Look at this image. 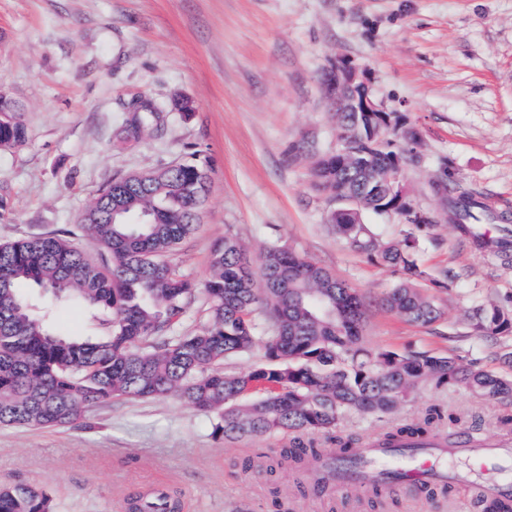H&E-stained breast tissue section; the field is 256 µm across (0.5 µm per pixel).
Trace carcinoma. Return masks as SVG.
<instances>
[{
  "instance_id": "cac0c4a2",
  "label": "carcinoma",
  "mask_w": 512,
  "mask_h": 512,
  "mask_svg": "<svg viewBox=\"0 0 512 512\" xmlns=\"http://www.w3.org/2000/svg\"><path fill=\"white\" fill-rule=\"evenodd\" d=\"M143 108L122 130L138 138L152 123ZM340 128L349 134L345 153H328L314 168L316 186L337 198L361 193V213L332 211L329 222L346 244L372 260L396 268L401 280L380 306L409 323L430 325L443 315L440 299L418 285L422 271L412 259L418 240L406 236L387 242L363 224L362 213L399 214V192H387L369 178L405 163L407 150L397 140L378 142L383 126L395 129L390 112H344ZM26 127L14 117H0V146L25 143ZM145 183L118 178L86 210L82 228L107 255L97 265L63 234L32 236L0 244V426L32 429L78 428L86 412L115 399L144 400L177 394L188 406L217 412L214 434L229 442L254 437H286L267 458L273 473L299 467L328 454L324 439L336 448V468L353 486L362 485L361 458L352 452L353 435H338L347 413L389 416L419 385L431 381L450 389L465 387L485 400L512 398V379L478 364L460 365L451 356L363 345L366 304L348 283L311 259L281 245H271L255 265L232 236L213 250L204 283L210 320L198 331L169 336L185 312L197 284L179 275L169 256L199 220L211 188L209 165L179 161L161 168ZM436 191L455 203L456 223L476 229L486 207L460 195L448 182ZM31 282L54 289L61 298L105 316L110 332L99 339H73L51 326V307L42 308L18 293ZM272 324L258 335L253 316ZM475 330L495 338L512 333V315L499 307L479 308ZM265 361L237 373L221 369L224 360L249 352L257 342ZM462 418L433 408L417 424L396 423L376 441L424 443L435 437L454 447L464 435L479 444L477 428L437 430ZM173 496L154 501L129 498L132 512H177ZM0 512H54L49 495L37 486L0 488Z\"/></svg>"
}]
</instances>
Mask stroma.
<instances>
[{"mask_svg":"<svg viewBox=\"0 0 512 512\" xmlns=\"http://www.w3.org/2000/svg\"><path fill=\"white\" fill-rule=\"evenodd\" d=\"M363 72L373 97L398 123L411 160L403 183L433 228L366 213L384 239L416 234L422 288L442 319L404 322L379 300L400 277L336 235V203L315 188L319 157L335 151L336 114L324 77L336 59ZM0 93L28 132L0 148V243L67 232L95 263L100 247L78 217L113 179L199 154L211 189L199 226L170 260L203 282L214 244L233 235L251 257L283 244L355 287L366 300L364 340L374 350L449 354L506 375L512 335L479 338L477 307L512 313V243L498 224L512 219V0H0ZM194 107L184 116L175 97ZM151 103L158 118L140 139L117 136L130 105ZM453 181L487 208L475 242L448 219L433 185ZM52 322L69 337L97 336L99 318L57 303ZM437 405L503 438L511 401H486L462 387L424 383L394 418L411 422ZM88 428L0 426V486L47 490L55 512H126V494L157 484L181 512H359L372 496L341 505V490H311L307 468L276 473L242 461L281 447L262 437H215L217 416L174 396L117 400L92 408ZM450 494L429 500L387 496L386 512H475L465 460Z\"/></svg>","mask_w":512,"mask_h":512,"instance_id":"35a3bbf8","label":"stroma"}]
</instances>
